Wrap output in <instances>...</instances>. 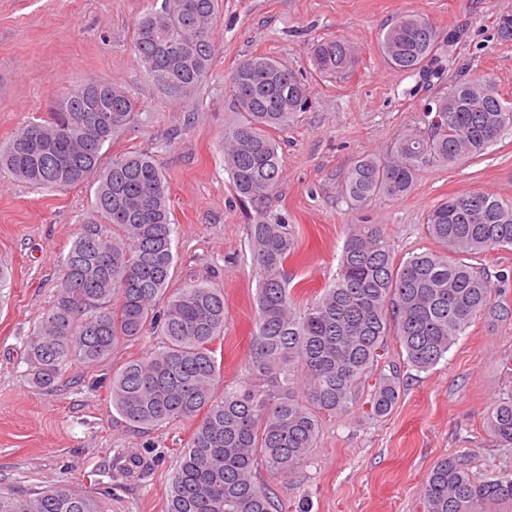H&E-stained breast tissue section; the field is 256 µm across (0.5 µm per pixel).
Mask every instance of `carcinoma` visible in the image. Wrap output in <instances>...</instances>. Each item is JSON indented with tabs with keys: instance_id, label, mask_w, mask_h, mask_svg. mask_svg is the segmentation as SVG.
I'll use <instances>...</instances> for the list:
<instances>
[{
	"instance_id": "obj_1",
	"label": "carcinoma",
	"mask_w": 512,
	"mask_h": 512,
	"mask_svg": "<svg viewBox=\"0 0 512 512\" xmlns=\"http://www.w3.org/2000/svg\"><path fill=\"white\" fill-rule=\"evenodd\" d=\"M218 0H162L137 23L134 52L170 101L188 96L206 77L215 51ZM440 33L425 18L396 19L378 49L394 70L422 81L447 70ZM315 70L350 71L344 43L314 45ZM241 119L224 128V163L234 189L256 214L248 245L258 274L256 332L241 377L223 386L216 342L224 341V295L204 283L171 294L172 210L165 175L142 153L112 159L104 147L132 123L137 102L102 82L75 88L39 122L18 129L0 165L38 186L65 188L95 178L94 211L112 226L103 235L94 221L81 224L58 269L52 306L26 341L28 381L54 387L63 367L107 359L120 341L152 333L162 346L112 375V407L131 426L155 430L194 423L172 474L167 512H283L256 467L286 476L307 457L320 430V414H344L368 397L383 417L399 399L397 371L369 383L397 336L406 363L434 367L480 316L512 317L494 302L501 272L476 263L480 254L512 246V202L479 191L453 195L427 214V230L441 251L411 254L395 263L391 245L375 224L351 225L333 285L296 308L285 272L297 243L288 225L265 218L275 199L283 158L271 132H284L310 106L308 88L278 61L255 55L229 78ZM422 125L406 129L383 155L367 154L347 171L342 189L356 207L402 199L427 166L477 157L512 123V107L491 84L458 80L433 99ZM491 436L512 445V396L488 408ZM145 461L124 457L128 478ZM512 505V470L476 479L465 459L446 458L428 473L422 512H489ZM0 512H103L98 499L64 488L35 496L0 491Z\"/></svg>"
}]
</instances>
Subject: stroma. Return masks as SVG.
<instances>
[{
  "instance_id": "obj_1",
  "label": "stroma",
  "mask_w": 512,
  "mask_h": 512,
  "mask_svg": "<svg viewBox=\"0 0 512 512\" xmlns=\"http://www.w3.org/2000/svg\"><path fill=\"white\" fill-rule=\"evenodd\" d=\"M149 0H0V147L23 125L45 117L52 100L86 80L125 88L138 115L105 147V159L136 151L154 155L172 201L174 272L170 289L204 281L224 294V379L240 374L257 317L258 279L248 247L252 212L239 201L224 165V127L236 114L228 77L254 55L302 75L312 107L279 134L284 160L271 208L298 241L288 278L305 305L330 285L353 224L380 225L396 259L436 250L427 212L450 196L483 191L512 201V127L477 158L422 168L412 193L362 209L341 192L345 172L364 154L386 151L418 125L423 107L446 82H490L512 100V41L496 30L512 0H221L214 20L211 70L183 104L170 102L139 64L132 40ZM417 14L438 30H457L440 80L388 67L377 49L399 16ZM343 41L356 65L324 78L311 61L314 44ZM90 185L38 187L0 169V491L37 493L67 487L100 498L106 512H166L171 475L193 425L177 422L134 431L113 409L115 371L157 348L147 335L118 343L104 362L67 365L55 389L25 378V342L52 304L56 273L82 221L92 215ZM399 366L400 397L384 417L365 403L348 414L323 416L317 445L289 479L256 470L296 512H421L420 493L432 467L467 456L479 479L512 469V446L490 436L486 414L512 391V319L481 317L435 367L405 364L389 337L382 368ZM121 452L139 453L148 467L125 478Z\"/></svg>"
}]
</instances>
